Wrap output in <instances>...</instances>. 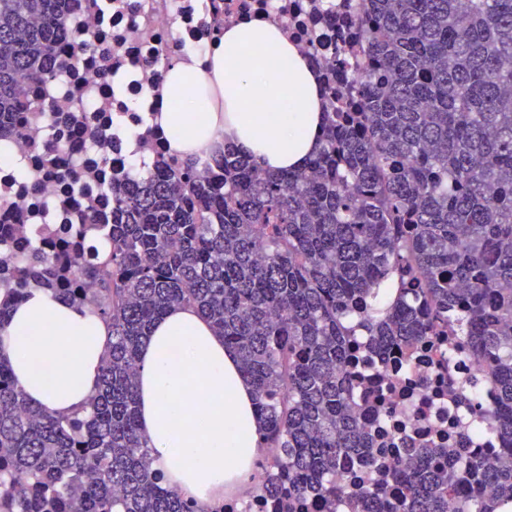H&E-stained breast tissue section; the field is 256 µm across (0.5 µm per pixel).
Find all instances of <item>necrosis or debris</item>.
<instances>
[{"label":"necrosis or debris","mask_w":512,"mask_h":512,"mask_svg":"<svg viewBox=\"0 0 512 512\" xmlns=\"http://www.w3.org/2000/svg\"><path fill=\"white\" fill-rule=\"evenodd\" d=\"M217 3L225 22L267 16L304 51L311 38L336 39L334 25L308 23L310 0H65L68 29L83 34L89 47L59 42L60 55L71 61L61 79L20 86L22 96L38 94L49 111L29 114L10 139L30 179L0 166V277L26 256L34 237L57 251L56 231L84 223L87 199L108 220L112 199L100 189L106 175L163 153V136L147 131L128 99L159 91L172 50L213 40ZM116 78L126 96L114 93ZM73 167L84 173L83 192L62 178ZM356 342L358 356L348 364L352 409L374 445L458 448L482 460L502 453L503 441L479 415L495 400L493 385L462 340L428 336L386 356L368 351L367 337Z\"/></svg>","instance_id":"obj_1"}]
</instances>
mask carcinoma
<instances>
[{
  "instance_id": "carcinoma-1",
  "label": "carcinoma",
  "mask_w": 512,
  "mask_h": 512,
  "mask_svg": "<svg viewBox=\"0 0 512 512\" xmlns=\"http://www.w3.org/2000/svg\"><path fill=\"white\" fill-rule=\"evenodd\" d=\"M319 68L326 120L300 171L270 172L233 146L112 175V224L53 259L39 244L0 280V323L41 287L107 323L99 386L82 415L30 405L0 361V512H202L163 484L137 426L138 351L152 322L194 308L252 384L261 492L276 512H499L512 452L463 462L415 448L393 483L350 489L367 459L345 371L351 336L375 348L459 336L492 377L482 410L512 443V0H346ZM63 0H0V140L19 96L70 67ZM86 282L90 287L83 288ZM497 490L485 498L475 489Z\"/></svg>"
}]
</instances>
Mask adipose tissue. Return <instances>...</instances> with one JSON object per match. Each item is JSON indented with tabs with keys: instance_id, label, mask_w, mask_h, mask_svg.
I'll list each match as a JSON object with an SVG mask.
<instances>
[{
	"instance_id": "obj_1",
	"label": "adipose tissue",
	"mask_w": 512,
	"mask_h": 512,
	"mask_svg": "<svg viewBox=\"0 0 512 512\" xmlns=\"http://www.w3.org/2000/svg\"><path fill=\"white\" fill-rule=\"evenodd\" d=\"M149 125L170 152L194 157L232 143L262 167L303 168L323 125L318 72L266 19L225 26L202 51L174 59ZM110 339L90 308L32 290L0 324V357L31 405L83 413ZM138 427L154 470L199 507L220 505L259 456L262 422L251 384L208 322L177 306L155 321L138 361Z\"/></svg>"
}]
</instances>
